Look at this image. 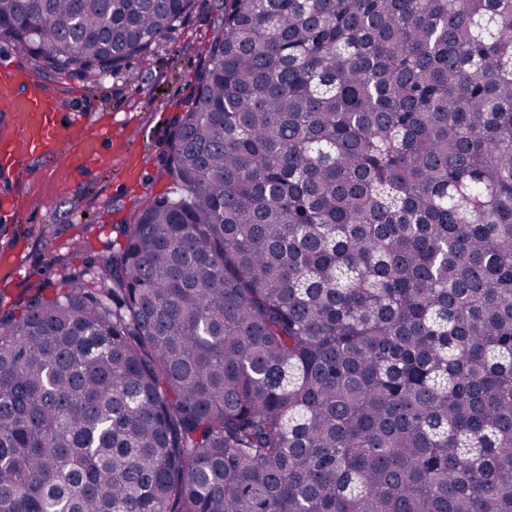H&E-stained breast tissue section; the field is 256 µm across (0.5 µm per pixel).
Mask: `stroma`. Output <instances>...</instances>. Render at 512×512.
Masks as SVG:
<instances>
[{"instance_id": "stroma-1", "label": "stroma", "mask_w": 512, "mask_h": 512, "mask_svg": "<svg viewBox=\"0 0 512 512\" xmlns=\"http://www.w3.org/2000/svg\"><path fill=\"white\" fill-rule=\"evenodd\" d=\"M214 0H196L188 18L152 55L90 83L39 71L21 48L0 43V66L41 81L86 135L101 136L102 161L73 172L63 149L49 160L0 170V198L18 199L22 214L0 207V306L30 289L55 288L65 275L89 269L112 252L115 225L133 223L169 181L162 162L170 124L192 94L213 32Z\"/></svg>"}]
</instances>
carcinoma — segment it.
<instances>
[{
    "label": "carcinoma",
    "mask_w": 512,
    "mask_h": 512,
    "mask_svg": "<svg viewBox=\"0 0 512 512\" xmlns=\"http://www.w3.org/2000/svg\"><path fill=\"white\" fill-rule=\"evenodd\" d=\"M194 0H0L113 75ZM171 185L0 311V512H512V0H222Z\"/></svg>",
    "instance_id": "carcinoma-1"
}]
</instances>
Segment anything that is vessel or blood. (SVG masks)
Masks as SVG:
<instances>
[{
    "instance_id": "b4317fda",
    "label": "vessel or blood",
    "mask_w": 512,
    "mask_h": 512,
    "mask_svg": "<svg viewBox=\"0 0 512 512\" xmlns=\"http://www.w3.org/2000/svg\"><path fill=\"white\" fill-rule=\"evenodd\" d=\"M0 107L11 118L13 134L0 137V166L11 168L28 158H47L61 149L76 157H100L97 142L68 123L57 101L40 82L11 68L0 69Z\"/></svg>"
}]
</instances>
